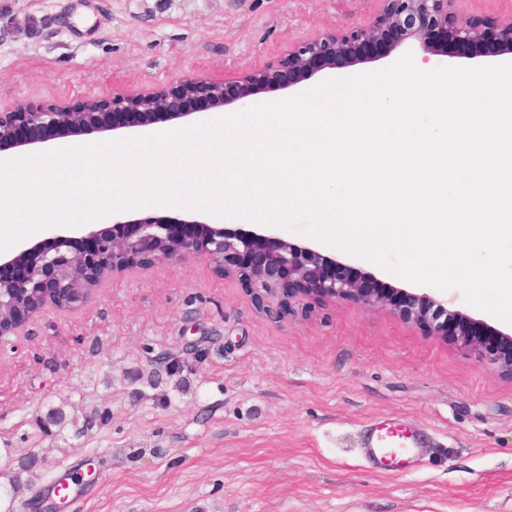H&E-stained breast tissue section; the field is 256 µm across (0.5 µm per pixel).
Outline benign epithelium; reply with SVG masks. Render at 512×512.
<instances>
[{
	"label": "benign epithelium",
	"instance_id": "1",
	"mask_svg": "<svg viewBox=\"0 0 512 512\" xmlns=\"http://www.w3.org/2000/svg\"><path fill=\"white\" fill-rule=\"evenodd\" d=\"M463 0H381L367 24L338 28L288 50L278 60L224 81L202 73L180 75L163 85L121 91L110 98H89L80 106L66 103L44 108L19 100L0 110V152L23 151L46 139L70 134H102L120 129L140 132L149 122L181 121L203 112H222L231 102L293 85V77L314 75L341 63H357L377 45L409 40L426 54L437 53L444 42L463 58L485 56L488 40L501 54L512 53V17L489 19L469 15ZM30 136L23 138L20 130ZM83 239L88 251L74 247L70 232H55L32 245L22 243L0 252V268L19 274L0 276V338L16 334L46 307L72 308L87 303L93 288L106 276L154 262H209L222 275L237 277L256 299L271 286H282L284 299L351 301L365 309L398 312L405 320L430 328L475 359L497 366L512 376V336L447 308V301L426 291L368 288L361 276H336L326 271L329 260L317 250L276 235H239L222 224L198 219L154 216L122 220L90 229ZM6 288H26V300L14 302Z\"/></svg>",
	"mask_w": 512,
	"mask_h": 512
}]
</instances>
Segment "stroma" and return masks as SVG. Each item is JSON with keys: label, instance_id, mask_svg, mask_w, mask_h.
I'll return each instance as SVG.
<instances>
[{"label": "stroma", "instance_id": "stroma-1", "mask_svg": "<svg viewBox=\"0 0 512 512\" xmlns=\"http://www.w3.org/2000/svg\"><path fill=\"white\" fill-rule=\"evenodd\" d=\"M380 0H0V106L108 98L181 74L231 80ZM498 66L512 54L424 56L412 44L279 90L384 69ZM372 277L414 284L280 229ZM424 427L418 466L387 475L367 424ZM94 463L95 478L86 475ZM61 512H512V377L388 310L255 300L204 260L103 280L0 339V512H34L64 474Z\"/></svg>", "mask_w": 512, "mask_h": 512}]
</instances>
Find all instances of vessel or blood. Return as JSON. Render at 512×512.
I'll use <instances>...</instances> for the list:
<instances>
[{"label":"vessel or blood","instance_id":"1","mask_svg":"<svg viewBox=\"0 0 512 512\" xmlns=\"http://www.w3.org/2000/svg\"><path fill=\"white\" fill-rule=\"evenodd\" d=\"M421 437L419 429L401 428L379 419L368 425L361 455L379 472L396 474L409 466Z\"/></svg>","mask_w":512,"mask_h":512}]
</instances>
